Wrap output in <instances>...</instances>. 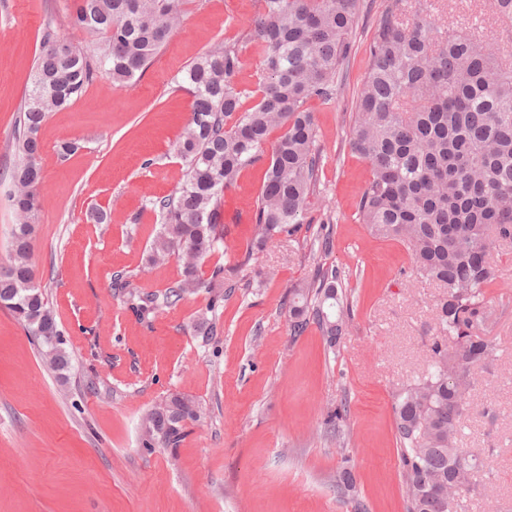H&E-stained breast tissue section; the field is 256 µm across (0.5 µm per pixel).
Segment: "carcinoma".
I'll list each match as a JSON object with an SVG mask.
<instances>
[{
	"label": "carcinoma",
	"mask_w": 512,
	"mask_h": 512,
	"mask_svg": "<svg viewBox=\"0 0 512 512\" xmlns=\"http://www.w3.org/2000/svg\"><path fill=\"white\" fill-rule=\"evenodd\" d=\"M260 2V14L242 37L262 53L256 89L233 83L243 65L237 43L212 47L179 80L191 96V117L175 144L183 179L174 194L151 202L159 230L147 258L152 266L182 261L179 277L162 291L143 293L125 273L112 275V288L141 321L202 290L211 294L212 310L224 290L234 288L223 267H214L206 279L201 264L224 244V190L268 144L250 258L258 259L273 237L292 236L305 223L320 167L307 103L338 98L359 0ZM185 3L73 0L70 20L92 38L94 54L71 42L59 51L51 24L43 28L18 115L16 161L7 173L15 224L8 262L0 267V304L61 374L72 358L31 265L41 127L103 71L118 84L137 81L180 23ZM355 109L348 145L370 169L357 204L359 220L374 238L407 247L414 277L443 288L426 367L393 395L406 512H460L464 498L486 493L485 477L492 472L489 458L471 454L461 440L470 391L499 353L477 328L488 326L496 313V302L486 295L494 277L491 246L512 242V63L480 35L459 33L436 18L430 0L410 6L393 0L373 29ZM288 295L290 337L314 324L336 352L353 315L341 271L319 263L310 279L289 286ZM347 414V402L329 403L323 419L342 462L336 492L352 512H368L350 467ZM199 418L193 398L172 393L142 415V446L175 448Z\"/></svg>",
	"instance_id": "cac0c4a2"
}]
</instances>
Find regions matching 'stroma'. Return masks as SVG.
Here are the masks:
<instances>
[{
    "label": "stroma",
    "mask_w": 512,
    "mask_h": 512,
    "mask_svg": "<svg viewBox=\"0 0 512 512\" xmlns=\"http://www.w3.org/2000/svg\"><path fill=\"white\" fill-rule=\"evenodd\" d=\"M70 0H0V263L9 253L14 214L10 184L16 118L40 52L41 30L87 45L66 10ZM390 0H360L344 90L312 100L321 154L319 192L307 228L278 236L259 261L246 257L247 224H230L224 246L203 266H221L238 286L208 310V293L139 320L112 288L131 272L142 291L178 278L177 261L147 267L158 229L149 204L174 194L183 166L173 144L190 119L177 79L221 42L237 40L258 0H188L180 25L133 85L99 75L69 108L51 113L40 136L42 207L31 262L73 356L67 380L42 360L23 327L0 308V512H350L333 486L340 464L324 432L328 403L346 399L351 464L371 512H404L392 394L422 371L441 290L410 274L407 248L373 239L356 216L368 178L352 154L349 130L367 71L373 28ZM454 29L479 24L488 42L512 41V20L492 0H438ZM83 148L65 158L63 141ZM107 211L106 223L92 220ZM332 222L328 250L313 252ZM338 267L356 308L339 354L317 328L293 339L288 287L316 264ZM211 312L217 332L193 322ZM499 345L491 373L473 387L463 445L491 454L487 495L464 512H512V308L487 330ZM194 398L201 417L174 448H142L140 416L167 394ZM495 399L497 416L479 410Z\"/></svg>",
    "instance_id": "stroma-1"
}]
</instances>
